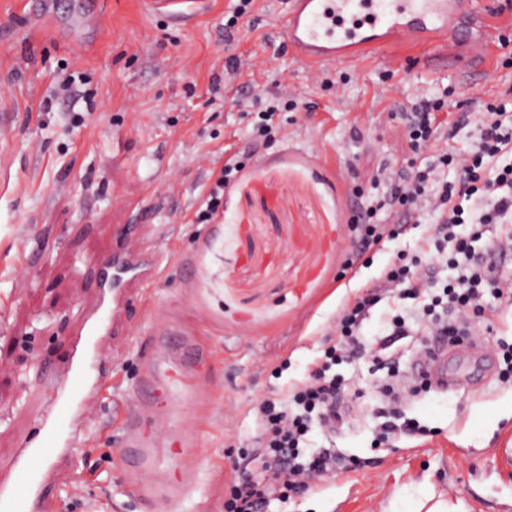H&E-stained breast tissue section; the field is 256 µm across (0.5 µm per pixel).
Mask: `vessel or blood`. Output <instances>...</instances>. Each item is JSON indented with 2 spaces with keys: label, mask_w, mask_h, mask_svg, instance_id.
I'll return each instance as SVG.
<instances>
[{
  "label": "vessel or blood",
  "mask_w": 512,
  "mask_h": 512,
  "mask_svg": "<svg viewBox=\"0 0 512 512\" xmlns=\"http://www.w3.org/2000/svg\"><path fill=\"white\" fill-rule=\"evenodd\" d=\"M209 0H193L183 10L179 0H147L149 8L164 11L176 23L205 10ZM291 51L302 61L318 64L346 61L369 51L414 45L432 49V61L456 65L465 59L466 73L485 65L492 53L489 15L477 0H291L285 27ZM115 255L101 262L103 286L112 297V320L124 318L125 298L145 279L144 255L148 242L130 228L117 233ZM102 319H87L74 341L67 381L56 385L42 424L47 438L39 446L20 449L8 470L0 472V512H34L40 504V486L48 476L47 463L59 445L56 433L72 428L82 405L74 401L82 383L84 363L102 350ZM119 454L133 470L140 491H152L155 473L141 461L139 451L125 445Z\"/></svg>",
  "instance_id": "b4317fda"
}]
</instances>
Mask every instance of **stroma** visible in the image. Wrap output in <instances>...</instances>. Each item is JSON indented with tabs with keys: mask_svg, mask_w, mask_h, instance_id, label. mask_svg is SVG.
I'll list each match as a JSON object with an SVG mask.
<instances>
[{
	"mask_svg": "<svg viewBox=\"0 0 512 512\" xmlns=\"http://www.w3.org/2000/svg\"><path fill=\"white\" fill-rule=\"evenodd\" d=\"M0 0V121L10 158L0 166V467L36 438L50 388L65 377L77 324L97 309L98 258L124 224H143L161 248V273L128 301L129 316L105 350L100 388L76 445L58 448L42 488L43 512H224L243 476L242 453L259 433L254 408L285 398L335 338L341 307L370 292L381 271L427 261L434 223L423 214L355 257L358 208L386 194L378 171L409 172L436 153H468L478 139L464 111L512 109V25L494 19L497 47L483 75L433 67L426 48L376 51L311 70L286 45L290 0H254L232 30L237 0H210L175 24L143 0H53L52 15ZM90 44L72 51L71 41ZM238 69H230L229 60ZM288 94L271 140L244 155L260 103ZM444 103L432 146L413 149L400 119L417 95ZM242 168L209 223L196 213L211 171L233 154ZM385 299L363 323L367 342L395 314L431 302ZM165 329L148 337L143 306ZM480 355L448 361L461 390L419 389L391 417L416 427L386 436L378 383L418 349L405 337L394 368L372 356L334 366L350 409L336 428L313 427L308 447L340 463L317 491L272 501L268 512H410L421 492L462 500L467 512H512V306L485 294ZM152 374L166 395L136 432L160 476L194 470L177 502L134 495L116 448L120 404ZM189 442L179 461L166 449Z\"/></svg>",
	"mask_w": 512,
	"mask_h": 512,
	"instance_id": "35a3bbf8",
	"label": "stroma"
}]
</instances>
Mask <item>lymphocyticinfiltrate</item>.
<instances>
[{
  "mask_svg": "<svg viewBox=\"0 0 512 512\" xmlns=\"http://www.w3.org/2000/svg\"><path fill=\"white\" fill-rule=\"evenodd\" d=\"M442 108L438 98L420 97L412 104L405 119L408 140L414 148L431 144L435 114ZM508 152L512 153V116L505 108L486 107L472 153L460 156L441 152L435 163L414 175L399 177L384 201L364 206L355 237L358 251L378 245L386 235V225L373 221L378 210L390 211L401 224L432 212L438 221L430 239L447 263L462 259V272L456 280L442 285L436 260L415 270L395 263L384 270L369 295L342 309L336 321L339 340L325 349L319 368L294 386L286 399L265 398L258 403L261 432L256 441L258 450L250 459L253 472L250 478L232 485L224 499V512H267L272 500L287 501L289 491L299 487L314 489L324 475L335 470V449H307V435L313 424L332 426L340 419L339 400L345 385L330 370L342 359L369 353L362 327L381 300L392 295L408 299L420 289L441 286V296L417 312L415 324H408L400 314L390 321V335L417 332L430 352L447 346L449 337L464 335L472 328L470 311L479 306L484 290L512 302V284L498 279L503 257L512 253V236L479 255L455 232L461 224H501L512 217V163L500 167L495 164L496 158ZM450 165L462 172L458 184L436 176L438 167ZM490 167L495 175L488 179L484 171ZM442 305L447 308L443 314L438 311Z\"/></svg>",
  "mask_w": 512,
  "mask_h": 512,
  "instance_id": "1",
  "label": "lymphocytic infiltrate"
}]
</instances>
